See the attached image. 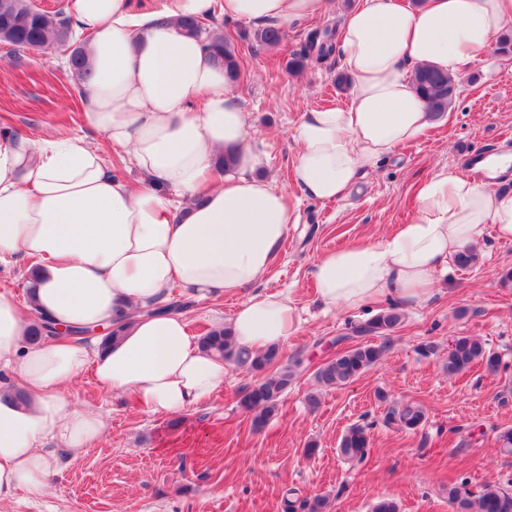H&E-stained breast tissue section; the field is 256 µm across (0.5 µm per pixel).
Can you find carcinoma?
I'll return each instance as SVG.
<instances>
[{"label": "carcinoma", "mask_w": 512, "mask_h": 512, "mask_svg": "<svg viewBox=\"0 0 512 512\" xmlns=\"http://www.w3.org/2000/svg\"><path fill=\"white\" fill-rule=\"evenodd\" d=\"M0 28L8 29L6 43L17 50L65 48L69 50L72 69L83 72L88 70L82 44L76 43L71 25L61 12H34L29 8L28 0H0ZM187 29L198 36L205 35L212 56L224 67L230 80L235 82L240 78L242 71L238 53L233 43L224 37V33L206 29L200 20L188 22ZM333 36V31L329 29L310 36L300 51L291 54L287 62L288 71H302L311 57L319 59L329 55L333 49ZM256 39L262 46L274 47L281 43L283 34L278 28L269 26L258 32ZM413 82L417 93L427 102L428 109L435 116L448 111L459 89L456 78L429 66L416 68ZM401 320V314L391 308L355 327L354 333L377 337L380 342L366 340L350 345L325 361L316 373L319 385L329 388L346 385L378 364L387 354L390 335ZM200 342L204 348L222 354L229 361H239L232 338L226 330L210 329L201 336ZM279 357V349H268L252 359L250 367L264 370ZM475 364L495 372L500 366V359L475 336L455 337L448 348V374L455 375ZM300 365L299 359L281 365L243 393L240 404L252 414L254 429L264 428L276 414L279 400L296 379V369ZM388 419L403 429L413 431L422 425L425 413L420 406L412 403H394L389 407ZM369 452L370 436L367 428L361 425L350 427L340 440V455L349 461H361ZM448 501L456 505L460 512H512V492L492 485L484 486L476 494L463 483L451 485L448 487ZM284 503L287 512H324L326 500L323 497H306L299 501L286 498Z\"/></svg>", "instance_id": "carcinoma-1"}]
</instances>
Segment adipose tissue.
Segmentation results:
<instances>
[{
  "instance_id": "obj_1",
  "label": "adipose tissue",
  "mask_w": 512,
  "mask_h": 512,
  "mask_svg": "<svg viewBox=\"0 0 512 512\" xmlns=\"http://www.w3.org/2000/svg\"><path fill=\"white\" fill-rule=\"evenodd\" d=\"M328 0H71L88 40L81 90L95 139L63 131L40 142L0 134V264L24 266L25 304L0 294V502L48 495L47 476L106 431L104 415L69 387L91 375L147 412L175 417L223 385L228 360L204 351L187 318L164 311L172 287L196 299L253 295L229 320L235 351L251 358L299 330L290 295L261 291L294 218L285 192L257 176L263 142L235 85L182 20L291 29ZM512 22V0H357L339 33L349 100L305 113L293 132V180L311 199L344 198L364 169L418 139L432 115L412 72L463 73ZM123 155L107 168L99 141ZM137 182H130L128 172ZM512 238V193L442 171L418 190L412 219L376 239L318 256L319 303L355 310L394 296L430 298L458 253L486 225ZM58 327L120 326L113 340L29 343L32 311Z\"/></svg>"
}]
</instances>
